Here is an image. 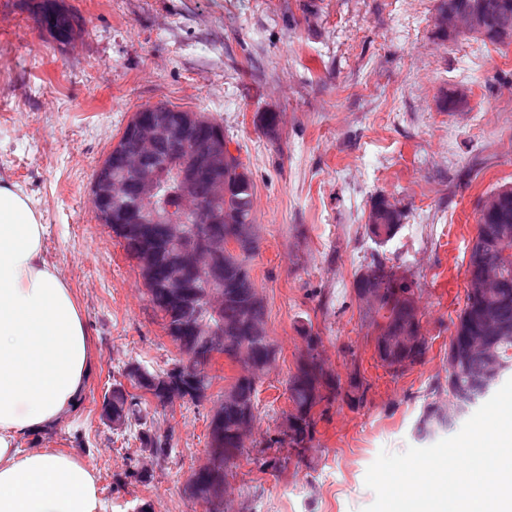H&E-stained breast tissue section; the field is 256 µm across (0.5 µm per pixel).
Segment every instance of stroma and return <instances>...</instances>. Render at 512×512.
Here are the masks:
<instances>
[{
	"instance_id": "obj_1",
	"label": "stroma",
	"mask_w": 512,
	"mask_h": 512,
	"mask_svg": "<svg viewBox=\"0 0 512 512\" xmlns=\"http://www.w3.org/2000/svg\"><path fill=\"white\" fill-rule=\"evenodd\" d=\"M83 29L60 45L23 0H0V179L34 201L44 250L73 293L95 350L85 397L26 450H67L94 470L108 512H203L184 489L208 448L210 412L241 373L219 359L208 400L149 404L146 426L113 430L104 395L128 365L172 366L179 351L135 261L91 202L96 171L133 113L168 103L216 119L254 183L261 239L250 262L279 355L257 384L248 451L226 491L231 512H363L381 450L427 447L416 422L448 370L466 304L482 200L512 186V45L438 38L439 0H65ZM457 96L453 111L442 100ZM280 117L276 134L259 116ZM405 217L385 245L366 232L377 196ZM417 288L425 361L383 366L353 283L374 257ZM321 337V359L362 403L317 412L305 458L266 448L291 409L287 380ZM170 434L153 459L138 436Z\"/></svg>"
}]
</instances>
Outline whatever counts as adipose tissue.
<instances>
[{
	"label": "adipose tissue",
	"mask_w": 512,
	"mask_h": 512,
	"mask_svg": "<svg viewBox=\"0 0 512 512\" xmlns=\"http://www.w3.org/2000/svg\"><path fill=\"white\" fill-rule=\"evenodd\" d=\"M31 198L0 182V512H107L94 470L23 436L80 406L94 349L70 289L44 257Z\"/></svg>",
	"instance_id": "obj_1"
}]
</instances>
